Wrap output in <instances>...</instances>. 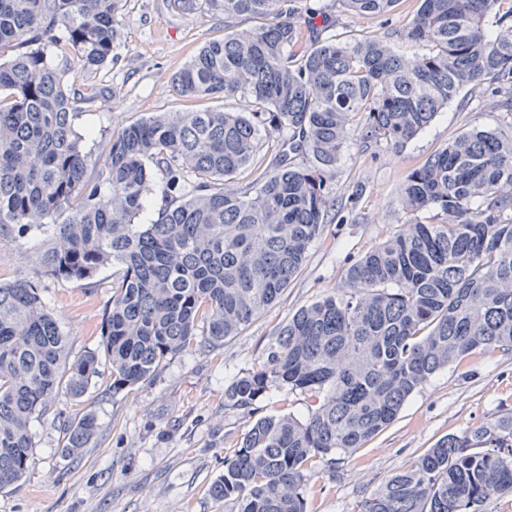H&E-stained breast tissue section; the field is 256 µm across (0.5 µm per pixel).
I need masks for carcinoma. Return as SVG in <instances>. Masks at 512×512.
<instances>
[{
  "mask_svg": "<svg viewBox=\"0 0 512 512\" xmlns=\"http://www.w3.org/2000/svg\"><path fill=\"white\" fill-rule=\"evenodd\" d=\"M124 0H0V238L41 235L29 278L0 279V489L33 460L31 423L57 394L81 398L106 361L112 390L148 381L197 337L219 346L301 271L336 206L330 179L348 136L402 147L463 90L512 116V25L504 0H420L403 30L348 40L336 6L385 15L399 0H205L224 39L173 76L185 98L249 100V115L157 112L112 133L98 167L74 129L93 99L66 83L118 60ZM257 16L269 23L232 29ZM320 22H315V19ZM57 50L58 62L46 51ZM283 133L254 190L228 185L262 135ZM158 218L139 224L147 194ZM406 224L346 274L343 294L293 315L259 367L224 390L254 408L273 385L323 396L304 421L256 420L211 487L236 512H306L305 469L364 447L408 397L475 353L512 351V130L474 128L413 169ZM112 265L100 350L70 356L40 279L86 281ZM96 432L64 425L66 456ZM512 497V410L449 434L367 497L360 512H485Z\"/></svg>",
  "mask_w": 512,
  "mask_h": 512,
  "instance_id": "1",
  "label": "carcinoma"
}]
</instances>
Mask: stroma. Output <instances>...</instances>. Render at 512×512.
<instances>
[{
    "instance_id": "obj_1",
    "label": "stroma",
    "mask_w": 512,
    "mask_h": 512,
    "mask_svg": "<svg viewBox=\"0 0 512 512\" xmlns=\"http://www.w3.org/2000/svg\"><path fill=\"white\" fill-rule=\"evenodd\" d=\"M416 0H400L385 16L339 12L346 32L361 36L405 28ZM119 60L88 76L72 69L70 84L107 88L84 103L74 121L93 161L113 131L155 112L213 106L228 112L251 108L244 98L187 100L171 78L208 40L223 38L224 19L207 8L185 14L172 0H126L120 17ZM491 94L473 96L469 107L452 102L416 138L400 148L364 147L350 136L331 180L336 209L309 246L299 274L237 336L211 347L196 340L172 357L148 382L113 392L108 366L85 395L59 393L32 423L33 462L16 484L0 490V512H232L210 494L213 482L255 421L289 414L306 419L308 396L271 387L256 409L225 406L224 389L265 359L280 330L302 307L341 294L347 269L403 227L429 224L432 212L407 211L406 175L449 141L473 128L508 129ZM37 238L0 239V276L31 275L39 262ZM41 296L68 336L73 355L97 349L105 305L112 298V270L91 284L48 279ZM512 409V352L475 354L440 371L410 396L397 419L364 448L312 462L303 488L307 512H359L361 501L391 475L414 464L442 437L478 426ZM97 429L75 458L62 454L63 423L84 413Z\"/></svg>"
}]
</instances>
